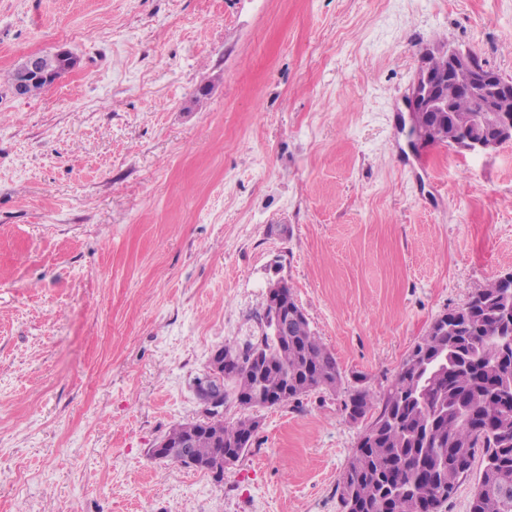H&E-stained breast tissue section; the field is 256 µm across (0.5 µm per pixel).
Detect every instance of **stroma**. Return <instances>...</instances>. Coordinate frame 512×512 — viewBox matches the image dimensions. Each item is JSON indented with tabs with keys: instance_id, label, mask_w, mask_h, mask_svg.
<instances>
[{
	"instance_id": "1",
	"label": "stroma",
	"mask_w": 512,
	"mask_h": 512,
	"mask_svg": "<svg viewBox=\"0 0 512 512\" xmlns=\"http://www.w3.org/2000/svg\"><path fill=\"white\" fill-rule=\"evenodd\" d=\"M451 46L512 78V0H0V512H342L349 395L512 270V143L409 135ZM275 281L341 386L256 410L223 475L154 458ZM45 57L47 58L46 64L49 66H53L55 62L63 60L58 55L54 54H45ZM64 61L65 64L62 68L52 70L44 63L43 55L28 56L16 66L18 73L17 80L15 81L16 71L13 69L8 75V83H10V87H13V92L16 96L28 97L35 93L37 86L44 83L54 84L64 73L71 70L76 64V60L70 55H67ZM42 89H44V87L37 88L35 94Z\"/></svg>"
}]
</instances>
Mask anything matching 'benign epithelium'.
<instances>
[{
  "label": "benign epithelium",
  "instance_id": "obj_1",
  "mask_svg": "<svg viewBox=\"0 0 512 512\" xmlns=\"http://www.w3.org/2000/svg\"><path fill=\"white\" fill-rule=\"evenodd\" d=\"M448 60V72L472 73L471 84L465 92L473 94L481 101V111L486 118L496 124L505 135L506 140L484 139L475 135H465L456 147L470 152H487L495 150L504 143L512 141V82L501 79L494 71L477 64L475 56L468 50L450 48L444 54ZM76 60L68 55L65 64L60 69L52 70L47 67L41 55H31L25 58L17 69V80L13 92L18 97H28L35 93L36 87L44 83H55L60 77L71 70ZM446 78L433 74L428 68H423L412 85L408 96V109L411 113L446 112L448 111V94H439ZM269 306L272 319L265 322L268 332L262 336H283L288 332V304L279 290H271ZM224 364L225 355L221 350H215L209 361L205 376L196 382L198 398L203 405L206 418L212 420L224 409Z\"/></svg>",
  "mask_w": 512,
  "mask_h": 512
}]
</instances>
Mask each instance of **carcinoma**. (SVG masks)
I'll use <instances>...</instances> for the list:
<instances>
[{"instance_id": "carcinoma-1", "label": "carcinoma", "mask_w": 512, "mask_h": 512, "mask_svg": "<svg viewBox=\"0 0 512 512\" xmlns=\"http://www.w3.org/2000/svg\"><path fill=\"white\" fill-rule=\"evenodd\" d=\"M455 111L425 123L431 142L457 139L475 123L478 101L458 96ZM288 335L265 342L260 365L243 362L224 381L244 410L259 391L275 404L315 390L334 391L341 372L333 353L310 327L291 289ZM512 280L497 277L468 303L438 316L405 358L395 382L377 396L357 390L345 410L369 419L337 483L343 512H438L457 488L478 450L483 470L469 512H512ZM224 451H249L258 431L251 415L212 426ZM190 439L191 455L212 460L214 435L199 422L179 423L153 456L185 465L176 445Z\"/></svg>"}]
</instances>
